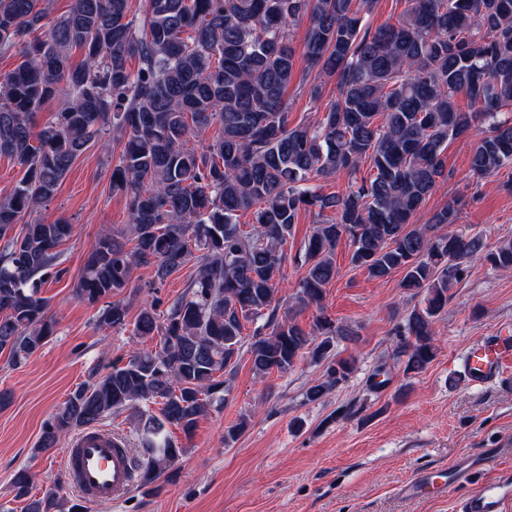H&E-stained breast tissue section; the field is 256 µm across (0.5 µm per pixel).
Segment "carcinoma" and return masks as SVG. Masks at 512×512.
<instances>
[{
  "label": "carcinoma",
  "instance_id": "obj_1",
  "mask_svg": "<svg viewBox=\"0 0 512 512\" xmlns=\"http://www.w3.org/2000/svg\"><path fill=\"white\" fill-rule=\"evenodd\" d=\"M407 2L395 22L372 30L365 15L375 0H147L141 18L131 15V0H73L49 26L46 0H0V53L21 55L0 74V156L22 172L0 198V351L20 363L55 333L39 292L63 275L57 248L73 225L28 216L91 143H122L111 180L126 195L134 246L102 232L76 297L90 305L110 299L137 267L152 268L161 285L196 265L183 297L164 311L158 298L140 309L134 335L155 346L72 392L43 423L40 450L127 412L139 482L151 485L184 455L171 429L191 437L208 408L226 401L243 352L260 377L285 375L310 355L325 371L304 399H325L355 371L354 360L335 353L344 332L322 314L343 239L353 266L375 280L401 272L400 287L422 296L397 331L406 375L434 361V323L469 262L512 272V239L489 250L482 236L455 230L456 204L417 223L445 177L448 141L481 124L473 174L487 178L512 163V117L501 118L512 112V0ZM304 18L308 94L320 99L334 79L338 98L318 123L293 126L284 95L294 79L292 28ZM44 27V38L28 39ZM76 50L83 60L74 67ZM460 93L472 111L457 109ZM51 100L60 106L38 130L35 115ZM215 124L205 149L189 146ZM366 163L371 176L357 178ZM344 171L352 179L343 191L316 185ZM240 211L252 213L248 230ZM303 212L315 224L289 308L320 311L309 331L278 318L274 304L285 245ZM128 318V304L110 300L98 322L122 329ZM247 322L255 324L248 343ZM32 483L26 468L11 481L26 512H62L54 492L30 497Z\"/></svg>",
  "mask_w": 512,
  "mask_h": 512
}]
</instances>
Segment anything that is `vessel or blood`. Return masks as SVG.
<instances>
[{
    "label": "vessel or blood",
    "mask_w": 512,
    "mask_h": 512,
    "mask_svg": "<svg viewBox=\"0 0 512 512\" xmlns=\"http://www.w3.org/2000/svg\"><path fill=\"white\" fill-rule=\"evenodd\" d=\"M473 380L507 376L512 371V336H491L473 345L467 356ZM69 484L87 505L109 504L136 482V469L123 439L111 429L90 428L77 433L62 454ZM470 470L457 465L446 476L431 470L417 474L404 486L406 494L459 496L457 512H504L512 502V474L497 475L469 491Z\"/></svg>",
    "instance_id": "b4317fda"
}]
</instances>
